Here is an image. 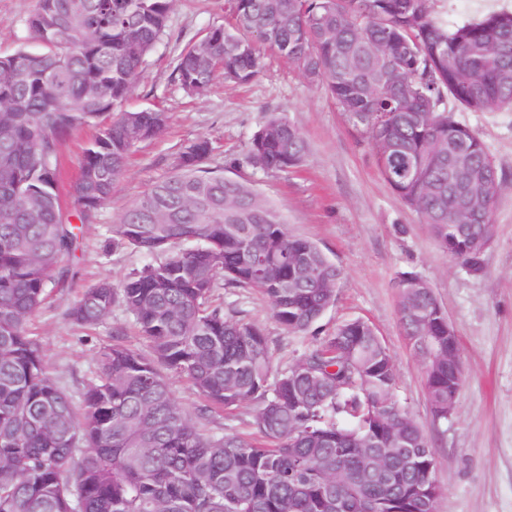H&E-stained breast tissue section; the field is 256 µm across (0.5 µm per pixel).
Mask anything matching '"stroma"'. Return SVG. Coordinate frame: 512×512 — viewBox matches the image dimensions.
<instances>
[{
	"label": "stroma",
	"mask_w": 512,
	"mask_h": 512,
	"mask_svg": "<svg viewBox=\"0 0 512 512\" xmlns=\"http://www.w3.org/2000/svg\"><path fill=\"white\" fill-rule=\"evenodd\" d=\"M231 0H176L166 33L147 58L143 74L122 108L160 109L170 116L159 137L139 145L126 171L99 211L84 226L68 261L67 288H52L28 321L40 340L49 373L73 397L94 377L100 348L113 337L147 352L134 319L121 306L97 325L82 328L67 312L83 290L100 278L121 284L154 263V256L118 242L112 226L151 185L170 174L176 155L208 138L210 167L250 182L286 217L289 233L312 239L343 276L334 303L306 332L287 333L258 290L222 285L212 299L225 315L258 326L267 338L273 373L287 370L340 324L368 322L390 352L398 374L396 399L429 436L436 452V512H512V112H469L455 101L454 119L483 141L501 177L492 223L494 237L480 271L454 260L437 244L430 225L407 207L384 180L366 136L333 99L310 84L287 60L265 56L256 79L245 86L216 79L200 98L175 81L181 51L211 26L230 25ZM37 0H0V54L32 47L27 20ZM449 25L512 11V0H440ZM272 112L296 126L308 143L303 164L287 172L264 171L248 160L253 134ZM95 125L75 130L61 151V193L80 175L83 148ZM424 279L453 325L463 365L454 409L435 418L426 390V361L410 346L399 320L400 273Z\"/></svg>",
	"instance_id": "1"
}]
</instances>
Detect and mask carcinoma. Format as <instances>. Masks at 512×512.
Wrapping results in <instances>:
<instances>
[{
    "instance_id": "obj_1",
    "label": "carcinoma",
    "mask_w": 512,
    "mask_h": 512,
    "mask_svg": "<svg viewBox=\"0 0 512 512\" xmlns=\"http://www.w3.org/2000/svg\"><path fill=\"white\" fill-rule=\"evenodd\" d=\"M436 0H231L234 24L210 27L179 54L181 88L213 78L250 83L266 54L287 59L364 132L390 188L432 226L440 247L480 270L501 190L480 138L446 109H512V13L454 28ZM175 0H38L27 21L37 48L0 56V512H436L434 451L400 410L397 372L374 329L347 321L305 359L271 377L267 339L212 304L220 283L255 288L289 333L309 330L334 302L343 269L312 240L288 234L281 213L246 182L208 165L198 138L120 216L118 240L162 259L116 288L85 289L68 319L93 325L119 304L148 342L100 348L75 407L45 364L27 319L64 279L81 225L122 178L138 144L163 133L161 110L125 112ZM82 153L74 211L59 191L71 132L103 116ZM303 135L279 114L254 133L249 161L299 167ZM419 176L403 180V158ZM77 218L79 224L72 223ZM265 257V275L251 257ZM400 320L412 345L432 336L426 376L435 410L462 378L448 318L428 283L404 289ZM203 397L197 420L169 374ZM259 402L255 437L210 434L219 410Z\"/></svg>"
}]
</instances>
